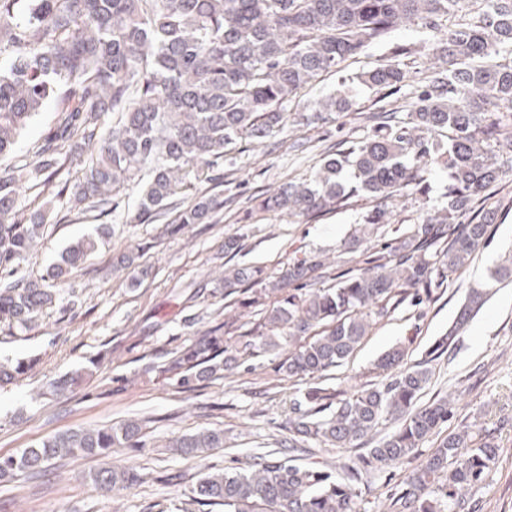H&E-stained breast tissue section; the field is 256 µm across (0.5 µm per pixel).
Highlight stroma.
Masks as SVG:
<instances>
[{
	"label": "stroma",
	"instance_id": "1",
	"mask_svg": "<svg viewBox=\"0 0 512 512\" xmlns=\"http://www.w3.org/2000/svg\"><path fill=\"white\" fill-rule=\"evenodd\" d=\"M430 41L421 27L396 28L340 70L322 73L288 102L283 129L262 141L238 140L213 165L217 184L209 188L193 182L179 194L178 207L159 221L135 223L143 191L139 184L130 185L96 222L71 211L67 199L56 200L53 221L21 264L24 280L39 279L71 240L93 231L96 223L107 224L109 233L96 253L71 270L55 304L40 313L35 330L22 333L0 324V362L25 359L32 364L31 370L0 386V455L71 429L136 419L142 424V447L117 449L113 458L117 466L136 469L143 480L114 496L92 480L100 460L77 456L37 479L27 474L0 479V512H223L222 507L196 503L193 489L202 473L239 467L256 456L276 461L298 442L304 446L305 463L341 467L354 450L299 441L293 429L295 402L316 386L345 398L379 382L375 361L400 344L406 347L405 364L424 360L432 344L447 336L469 289L483 286L489 287V298L433 362L421 401L451 400L453 416L441 425V433L475 423L498 446L499 459L473 492L471 504L474 512H512V285L488 284L491 270L512 249V179L490 187L475 203L495 211L496 221L473 260L436 288L432 301L404 302L378 321L354 354L326 376L291 379L277 372L288 356L286 343L189 388L159 371L174 349L224 320L233 322L224 339L235 345L240 332L268 315L275 296L252 306L225 298L226 268L257 266L274 276L296 260L322 259L326 265L316 285L326 288L340 273L362 268L369 249L381 248L394 228H408L446 206L448 178L440 168L431 171L426 200L407 189L379 202L354 197L336 211L314 216L255 206L256 198L309 179L329 148L371 137L381 113L406 120L435 64ZM397 44L418 50L405 66L399 92L358 87L351 111L313 118L315 101L339 89L345 76L390 61ZM205 189L218 197L219 211L209 223L178 227L180 209ZM378 204L390 214V223L379 225L365 247L349 249L352 225ZM228 236L240 242L232 255L224 252ZM130 252L138 256L134 274L113 270L115 259ZM77 371L83 374L78 384L53 391L52 382ZM203 428L223 430V447L199 457L172 449L174 440ZM435 445V438H428L399 467L363 475L356 485L360 512H392L393 486L420 468Z\"/></svg>",
	"mask_w": 512,
	"mask_h": 512
}]
</instances>
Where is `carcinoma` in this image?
<instances>
[{"label": "carcinoma", "mask_w": 512, "mask_h": 512, "mask_svg": "<svg viewBox=\"0 0 512 512\" xmlns=\"http://www.w3.org/2000/svg\"><path fill=\"white\" fill-rule=\"evenodd\" d=\"M470 0H0V158L9 155L28 120L52 100L53 130L36 148L35 167H0V323L29 331L38 314L55 302L70 270L94 253L105 238L95 234L70 243L39 282L17 277L53 214V201L26 209L17 186L34 173H58L66 160L81 166L69 201L83 212L105 206L148 172L137 214L152 223L174 206L191 180L224 156L237 140L262 141L286 119L285 103L318 74L340 68L400 24L431 33L440 67L416 96L407 121L384 123L361 141L328 154L314 177L289 182L260 207L310 216L343 206L360 194L387 198L420 190L433 165L448 170V206L442 217L426 216L384 251L366 259L355 274L338 276L329 288L311 287L323 267L300 259L276 280L252 266L224 274V296L262 282L265 293L292 287L264 324L245 334L242 348L224 344L219 324L194 344L174 352L163 372L181 385L253 356L294 344L279 369L288 377L319 378L341 366L377 321L389 316L408 291L433 285L461 269L485 243L494 216L473 214V203L491 185L512 176V0H481L476 19L442 24L466 11ZM411 45H398L393 60L356 73L349 85L327 96L316 112H345L353 106L349 86L400 88L406 72L398 61ZM116 115L110 127L102 119ZM448 132V139L441 138ZM220 202L201 196L182 211L181 224H205ZM387 211L374 207L354 228L359 246ZM494 284H512V254L490 273ZM487 291L473 288L446 340L430 358L404 366V351L385 354L377 369L385 381L367 384L330 403L319 388L298 404L297 434L335 448H355L382 421L392 433L339 474L296 458H259L248 472L229 467L206 473L194 488L202 506L224 512H358L354 482L361 471L396 467L448 422L452 407L440 398L417 403L432 375L434 356L457 335L483 303ZM140 423L79 429L0 456V479L35 475L67 456L104 460L93 481L111 491L131 489L141 474L116 468V448H138ZM224 444V433L205 429L180 438L175 447L197 455ZM500 449L476 425L448 433L421 467L392 493L393 512H465L461 489L483 483Z\"/></svg>", "instance_id": "cac0c4a2"}]
</instances>
